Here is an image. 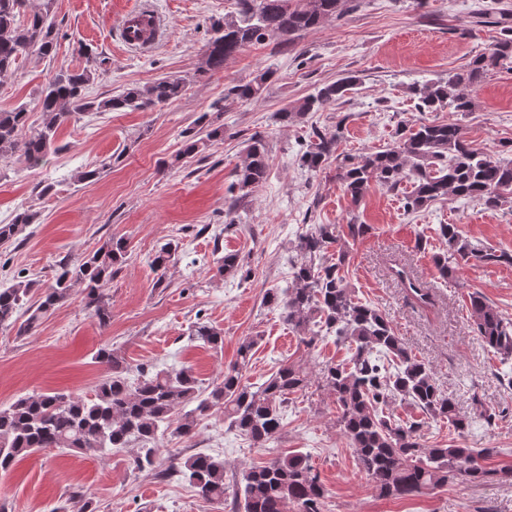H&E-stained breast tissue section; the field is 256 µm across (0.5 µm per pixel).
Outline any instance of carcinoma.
<instances>
[{"mask_svg": "<svg viewBox=\"0 0 512 512\" xmlns=\"http://www.w3.org/2000/svg\"><path fill=\"white\" fill-rule=\"evenodd\" d=\"M53 0H43L42 8L31 14L25 0H0V75L16 69L20 57L31 52L51 58L57 47L60 29L51 17ZM342 0H234V11L211 25L205 69L213 73L224 68V61L243 47L274 37L293 39L321 27L342 14ZM78 52L90 65L81 69H61L39 91L42 121L28 123L23 107L0 111V161L26 167L39 166L55 142V136L69 118L79 112H146L180 98L183 79L159 78L146 86L127 88L100 101H89L86 86L107 72L108 58L83 44ZM512 69V36L498 40L491 49L480 52L446 80L411 88L420 112L472 111L473 102L466 90L480 85L497 68ZM270 71L232 86L228 94L249 101L264 91ZM353 83L340 79L323 84L298 105L277 113L289 125L298 118L319 112L352 89ZM182 154L191 156L201 146L224 140V125H216L203 114L182 132ZM341 131L333 134L313 131V140L301 154L300 165L311 173L325 169L336 157ZM267 149L253 139L247 158L237 172L236 186L243 195L253 192L266 179ZM345 194L358 202L370 183L395 191L405 179L413 180V191L406 196L405 208L416 211L436 200L454 195L478 198L489 208L512 199V160L496 159L473 149L454 123L428 122L408 130L401 129L385 149L344 157L337 166ZM37 212L23 209L12 223L0 224V243L6 244L28 224ZM448 254L435 256L440 276L457 277V268L448 257L474 259L485 264L512 265V253L493 248L479 249L461 236L455 224L439 226ZM295 249L301 263L294 268L293 286L286 296L270 289L265 303L282 310L288 326L301 334L300 341L310 346L318 339L320 326L348 344L351 356L342 363L321 366L323 386L334 395L337 422L350 441L359 468L370 478L382 497L405 498L450 482L481 483L494 476L512 478V471H491L482 464L483 451L473 448H427L421 442L425 420L404 422L386 413L396 401L419 408L426 420H446L459 432L466 429L468 417L455 399L439 391L431 369L412 356L392 322L379 309L354 300L346 280L348 252L333 224H316L298 236ZM177 247L163 245L150 261L159 270L169 264ZM127 259V243L109 239L95 252L58 265L53 282L30 302L34 283L23 276L0 288V328L15 325L18 314L28 317L23 329L39 325L49 311L65 302L72 287L83 285L84 302L102 326L112 318L107 288L114 274ZM242 271L235 253L218 261L217 273L235 276ZM406 299L427 306L434 295L405 265L393 269ZM471 326L478 336L504 358L512 357V320L489 305L479 293L470 296ZM194 335L216 349L224 343V332L200 323ZM256 344L244 339L238 350L240 362L224 378L207 387L191 369L153 371L142 367L137 378L128 377L125 358L112 348L101 347L95 363L104 375L89 398L58 392L22 396L0 407V469H9L17 458L46 448L78 450L96 455L112 449L138 445L134 458L138 471L157 469L158 443L172 424L174 411L195 404L175 428L182 437H191L200 417L215 409L224 410L227 428L247 437L259 448L266 447L282 430V411L288 395L304 391L308 378L293 366L279 367L258 386L243 382V369L251 360ZM396 363L386 368L384 358ZM165 475L183 478L204 500H224V461L205 453L192 455L163 470ZM325 487L304 454L275 456L263 465L246 470L232 498V512H322Z\"/></svg>", "mask_w": 512, "mask_h": 512, "instance_id": "carcinoma-1", "label": "carcinoma"}]
</instances>
